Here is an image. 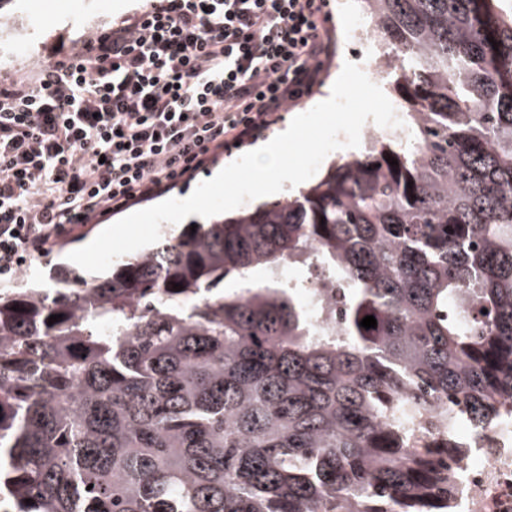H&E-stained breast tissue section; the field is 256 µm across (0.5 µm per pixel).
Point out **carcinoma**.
<instances>
[{
	"instance_id": "obj_1",
	"label": "carcinoma",
	"mask_w": 512,
	"mask_h": 512,
	"mask_svg": "<svg viewBox=\"0 0 512 512\" xmlns=\"http://www.w3.org/2000/svg\"><path fill=\"white\" fill-rule=\"evenodd\" d=\"M364 3L404 138L0 289V512H450L410 424L512 416V3ZM293 264L331 285L315 312ZM369 146H370V143H364L361 141L360 146L358 148H346V149H340V150L333 151L324 159V161L322 162L317 173L309 180H307L297 186H294V187H291V184L289 182H285L283 184L284 190H282L281 192H278L275 195H273L269 198H266V199H263L261 197L258 199L251 200V201L247 202L246 204H244L243 206L232 210L231 212L235 213L244 207L254 206V205H257L262 202H271V201L274 202L277 200H282L285 196L288 195V193H295L299 189L308 187L310 184H312V183L316 182L317 180H319L320 178H322L326 174L330 165L335 160L337 162L341 157H344V158H346V157H362L365 153L368 152ZM333 158H335V159L332 161V163L329 164L328 166L324 167V164H326ZM231 212H226L225 214L227 215L228 213H231Z\"/></svg>"
}]
</instances>
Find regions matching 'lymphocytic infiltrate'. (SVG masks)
I'll use <instances>...</instances> for the list:
<instances>
[{
	"label": "lymphocytic infiltrate",
	"mask_w": 512,
	"mask_h": 512,
	"mask_svg": "<svg viewBox=\"0 0 512 512\" xmlns=\"http://www.w3.org/2000/svg\"><path fill=\"white\" fill-rule=\"evenodd\" d=\"M325 0H153L0 76V276L246 144L317 84Z\"/></svg>",
	"instance_id": "lymphocytic-infiltrate-1"
}]
</instances>
